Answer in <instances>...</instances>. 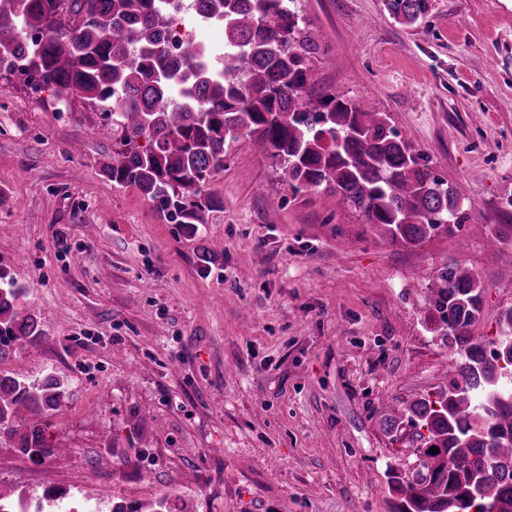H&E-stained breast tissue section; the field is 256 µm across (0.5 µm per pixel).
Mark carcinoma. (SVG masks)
<instances>
[{"mask_svg": "<svg viewBox=\"0 0 512 512\" xmlns=\"http://www.w3.org/2000/svg\"><path fill=\"white\" fill-rule=\"evenodd\" d=\"M196 13L224 27V63L205 64L190 40L174 54L166 34L181 0H0V72L30 65L34 88L97 104L122 94L112 120V183L134 187L170 224L192 233L224 202L207 189L224 155L248 136L295 193L324 190L362 212L392 243L451 235L468 221L463 189L437 176L429 157L402 138L385 112L331 89L315 90L312 58L322 41L297 0H193ZM400 24L425 17L431 0H384ZM40 38L37 50L28 35ZM427 305L451 352L432 393L394 409L378 399L382 430H418L431 464L393 470L387 512H512V306L499 336L474 335L485 286L446 263L426 278ZM23 288L0 271V364L46 336ZM67 384L49 371L36 379L0 372V438L35 459L57 452L42 425H17L20 409L57 411ZM438 448L433 454L430 448ZM110 512H172L112 497Z\"/></svg>", "mask_w": 512, "mask_h": 512, "instance_id": "obj_1", "label": "carcinoma"}]
</instances>
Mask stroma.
<instances>
[{
	"label": "stroma",
	"mask_w": 512,
	"mask_h": 512,
	"mask_svg": "<svg viewBox=\"0 0 512 512\" xmlns=\"http://www.w3.org/2000/svg\"><path fill=\"white\" fill-rule=\"evenodd\" d=\"M413 25L383 0H300L324 49L321 86L388 113L480 216L415 246L380 238L324 191L292 194L245 136L208 188L224 203L188 234L103 171L112 134L87 101L0 76V267L47 337L0 369L68 383L45 417L59 452L0 439V489L55 487L76 507L170 497L178 512H387L414 430L381 429L448 363L424 275L457 261L486 291L476 335L512 306V0H432ZM79 151H71L72 143Z\"/></svg>",
	"instance_id": "stroma-1"
}]
</instances>
